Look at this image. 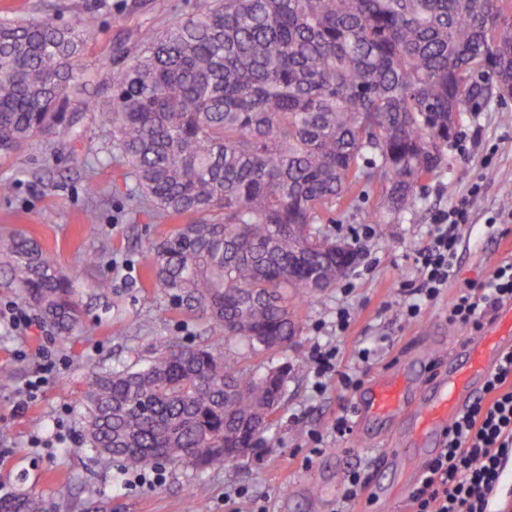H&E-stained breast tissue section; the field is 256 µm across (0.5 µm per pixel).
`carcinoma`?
<instances>
[{"mask_svg": "<svg viewBox=\"0 0 512 512\" xmlns=\"http://www.w3.org/2000/svg\"><path fill=\"white\" fill-rule=\"evenodd\" d=\"M90 31L76 20L0 21V158L47 132L81 137L71 97L87 82ZM105 95L85 106L112 126L137 203L182 219L149 243L147 277L169 306L224 342H160L139 368L91 370L78 447L129 467L200 469L260 438L272 389L224 356L235 342L280 350L298 305L331 287L332 214L367 186L388 209L421 205L459 117L512 97V0H195L165 30L112 48ZM4 285L62 336L81 325L73 270L22 231L0 235ZM4 512H38L29 496Z\"/></svg>", "mask_w": 512, "mask_h": 512, "instance_id": "cac0c4a2", "label": "carcinoma"}]
</instances>
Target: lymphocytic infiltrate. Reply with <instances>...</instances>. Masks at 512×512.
I'll return each instance as SVG.
<instances>
[{"mask_svg":"<svg viewBox=\"0 0 512 512\" xmlns=\"http://www.w3.org/2000/svg\"><path fill=\"white\" fill-rule=\"evenodd\" d=\"M471 188L448 209L436 212L432 241L419 250L414 263L417 275L405 289V319L421 315L424 307L439 300L458 268V235L467 223L478 195ZM512 301V262H503L477 285L463 287L448 310V319L480 325L489 311ZM311 359L316 390L337 377L347 388L361 380L343 368L336 349L315 348ZM512 461V350L504 352L481 392L449 424L445 444L427 464L409 495V512H491L490 495L499 485L504 466Z\"/></svg>","mask_w":512,"mask_h":512,"instance_id":"f902f5d3","label":"lymphocytic infiltrate"}]
</instances>
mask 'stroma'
Segmentation results:
<instances>
[{"label": "stroma", "instance_id": "35a3bbf8", "mask_svg": "<svg viewBox=\"0 0 512 512\" xmlns=\"http://www.w3.org/2000/svg\"><path fill=\"white\" fill-rule=\"evenodd\" d=\"M193 2L0 0V20L63 23L81 18L92 32L82 57L90 77L84 96L90 100L117 41L134 39L146 27L164 29L190 13ZM81 125L83 140L42 135L0 159V179L15 185L11 196L0 197V234L26 232L61 267H80L84 309L82 326L66 337L52 329H36L26 337L0 334V369L15 374L12 384L0 389V497H34L41 512H336V486L349 472L360 471L374 482L403 471L418 456L419 446L401 424L369 419L366 393L376 379L401 374L420 350L427 358L415 378L419 387H428L447 373L449 359L464 360L482 335L473 326L449 323L448 309L461 288L482 282L501 261L512 260V222L498 221L501 211L512 210V100L461 115L447 162L424 182L416 211L385 212L382 190L372 188L359 192L353 207L341 215L334 232L359 251L346 277L350 292L338 286L321 292L300 307L301 331L288 350L243 361L260 371L284 363L293 367L285 400L260 446L216 470L158 466L160 479L150 486L134 482L133 468L118 461L69 455L81 432L89 368L142 362L163 337L206 344L215 336L202 320L170 312L164 296L142 302L148 243L164 236L172 223L152 217L129 198L131 178L118 155L86 173L92 155L111 146L112 131L91 111L83 113ZM90 175L102 190L94 201L84 191ZM476 183L481 190L461 230L456 279L419 319L404 320L401 286L416 275L413 255L429 244L434 213ZM379 210L385 213L383 222L372 223ZM91 219L98 226L94 236L84 232ZM106 268L112 291L94 295L86 284ZM345 303L354 322L348 335L340 336L336 309ZM318 342L337 346L345 365L358 371V388H344L333 378L322 391L314 390L311 352ZM43 346L60 366L49 384L19 407L18 390L34 371ZM363 348L371 352L366 363L357 357ZM344 411L352 415L353 432L338 441L331 425ZM58 430L66 435L65 444L33 447L35 437Z\"/></svg>", "mask_w": 512, "mask_h": 512}]
</instances>
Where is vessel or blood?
I'll return each instance as SVG.
<instances>
[{"label":"vessel or blood","instance_id":"b4317fda","mask_svg":"<svg viewBox=\"0 0 512 512\" xmlns=\"http://www.w3.org/2000/svg\"><path fill=\"white\" fill-rule=\"evenodd\" d=\"M510 349L512 303L500 306L492 317L486 339L474 344L466 370H449L447 378L422 400L412 397L406 376L377 380L369 391L366 412L377 420L411 414L417 439L441 445L443 429L467 405L474 381L485 380Z\"/></svg>","mask_w":512,"mask_h":512}]
</instances>
